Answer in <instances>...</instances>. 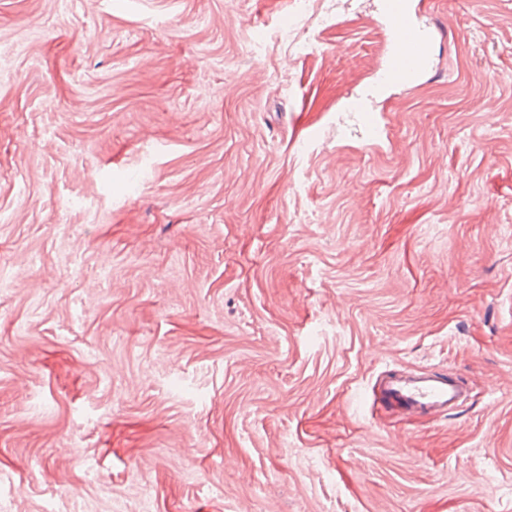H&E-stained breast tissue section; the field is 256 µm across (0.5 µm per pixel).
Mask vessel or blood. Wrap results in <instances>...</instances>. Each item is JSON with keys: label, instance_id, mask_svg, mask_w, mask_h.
<instances>
[{"label": "vessel or blood", "instance_id": "vessel-or-blood-1", "mask_svg": "<svg viewBox=\"0 0 512 512\" xmlns=\"http://www.w3.org/2000/svg\"><path fill=\"white\" fill-rule=\"evenodd\" d=\"M381 6L392 31V48L379 80L385 87L404 85L427 71L433 37L420 21L415 0H381ZM467 393V384L456 374L393 371L377 380L375 399L411 416H437L457 409Z\"/></svg>", "mask_w": 512, "mask_h": 512}]
</instances>
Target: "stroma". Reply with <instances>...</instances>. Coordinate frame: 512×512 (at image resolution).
<instances>
[{"mask_svg": "<svg viewBox=\"0 0 512 512\" xmlns=\"http://www.w3.org/2000/svg\"><path fill=\"white\" fill-rule=\"evenodd\" d=\"M313 2L0 0V512H512V0ZM381 6L392 31V48L379 76L380 84L383 87L405 85L429 68L433 37L420 22V2L382 0ZM467 393V383L457 374L392 371L377 380L375 401L410 416H438L457 409Z\"/></svg>", "mask_w": 512, "mask_h": 512, "instance_id": "stroma-1", "label": "stroma"}]
</instances>
